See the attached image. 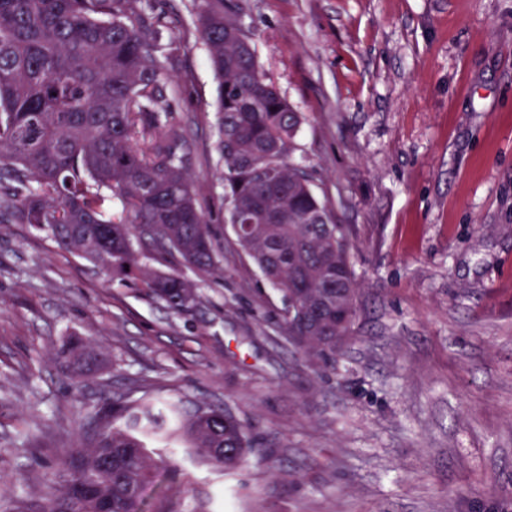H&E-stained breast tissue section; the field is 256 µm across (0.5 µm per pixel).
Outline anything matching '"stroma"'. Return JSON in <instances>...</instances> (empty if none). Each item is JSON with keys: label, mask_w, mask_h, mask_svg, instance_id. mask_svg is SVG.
Masks as SVG:
<instances>
[{"label": "stroma", "mask_w": 512, "mask_h": 512, "mask_svg": "<svg viewBox=\"0 0 512 512\" xmlns=\"http://www.w3.org/2000/svg\"><path fill=\"white\" fill-rule=\"evenodd\" d=\"M166 26L169 103L219 249L175 314L0 202V475L37 499L92 410L151 391L247 424L217 468L180 438L176 512H512V0H240L261 69L303 120L293 162L353 229L358 318L313 364L225 222L217 80L192 0ZM93 338L80 377L53 353Z\"/></svg>", "instance_id": "35a3bbf8"}]
</instances>
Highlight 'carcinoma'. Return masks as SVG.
Here are the masks:
<instances>
[{
	"mask_svg": "<svg viewBox=\"0 0 512 512\" xmlns=\"http://www.w3.org/2000/svg\"><path fill=\"white\" fill-rule=\"evenodd\" d=\"M209 47L221 114L217 152L227 224L283 303L288 339L320 360L343 355L357 316L349 232L291 161L301 118L262 73L235 0H194ZM165 27L143 0H0V198L14 217L72 255L141 281L175 313L198 288L160 266L177 259L203 276L218 249L174 129L164 61L151 37ZM268 211L273 220H254ZM58 362L88 365L87 340L70 336ZM182 436L208 461L236 468L254 447L247 428L214 404L185 410L145 392L104 403L82 443L36 502L13 512H95L102 487L112 512H143L145 495L176 480L177 462L149 443Z\"/></svg>",
	"mask_w": 512,
	"mask_h": 512,
	"instance_id": "obj_1",
	"label": "carcinoma"
}]
</instances>
